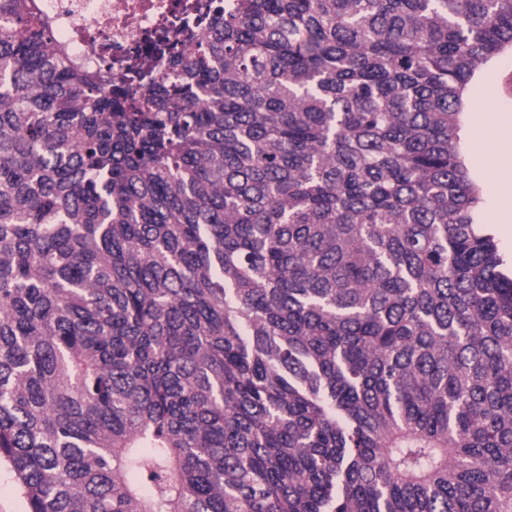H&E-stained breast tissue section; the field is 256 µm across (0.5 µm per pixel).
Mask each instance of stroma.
Listing matches in <instances>:
<instances>
[{"mask_svg": "<svg viewBox=\"0 0 512 512\" xmlns=\"http://www.w3.org/2000/svg\"><path fill=\"white\" fill-rule=\"evenodd\" d=\"M461 152L470 179L480 188L483 205L478 221L492 232L500 253L512 264V230L500 231L501 197L512 195V171L496 170L489 141L512 137V51L483 65L464 95Z\"/></svg>", "mask_w": 512, "mask_h": 512, "instance_id": "stroma-1", "label": "stroma"}]
</instances>
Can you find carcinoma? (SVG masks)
Here are the masks:
<instances>
[{
  "label": "carcinoma",
  "mask_w": 512,
  "mask_h": 512,
  "mask_svg": "<svg viewBox=\"0 0 512 512\" xmlns=\"http://www.w3.org/2000/svg\"><path fill=\"white\" fill-rule=\"evenodd\" d=\"M3 11L27 512H512V276L460 151L512 0H236L147 83Z\"/></svg>",
  "instance_id": "1"
}]
</instances>
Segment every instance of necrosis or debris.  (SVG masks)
I'll return each instance as SVG.
<instances>
[{"label":"necrosis or debris","mask_w":512,"mask_h":512,"mask_svg":"<svg viewBox=\"0 0 512 512\" xmlns=\"http://www.w3.org/2000/svg\"><path fill=\"white\" fill-rule=\"evenodd\" d=\"M53 35L91 70L127 77L129 65L163 42L184 49L203 34L202 0H36Z\"/></svg>","instance_id":"obj_1"}]
</instances>
